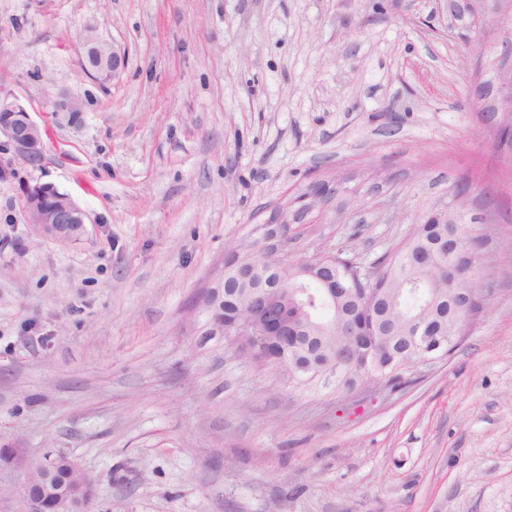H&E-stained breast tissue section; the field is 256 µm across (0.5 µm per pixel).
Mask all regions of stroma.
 Masks as SVG:
<instances>
[{"label":"stroma","mask_w":512,"mask_h":512,"mask_svg":"<svg viewBox=\"0 0 512 512\" xmlns=\"http://www.w3.org/2000/svg\"><path fill=\"white\" fill-rule=\"evenodd\" d=\"M124 50L81 67L86 37ZM495 34L444 0H0V85L46 130L0 178V512L50 450L92 512H512V156L480 84ZM78 94V122L45 103ZM482 310L409 384L288 390L190 303L225 252L318 181L291 258L362 271L456 181ZM85 209L35 238L20 186ZM81 57L86 59L83 63L86 75L102 84L118 79L126 67L124 50L90 38L82 45Z\"/></svg>","instance_id":"1"}]
</instances>
